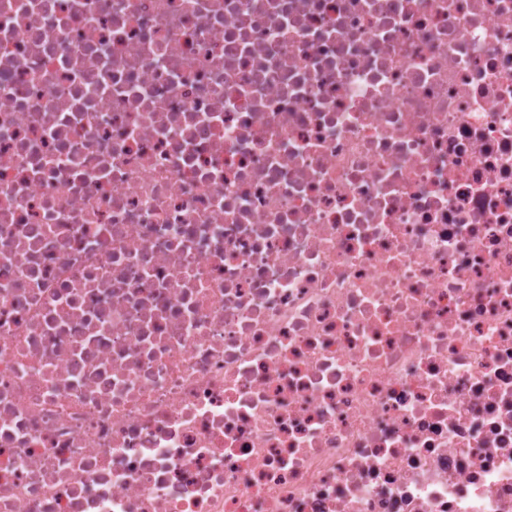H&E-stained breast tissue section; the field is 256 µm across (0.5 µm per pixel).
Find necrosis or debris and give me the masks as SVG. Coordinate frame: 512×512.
<instances>
[{
  "label": "necrosis or debris",
  "mask_w": 512,
  "mask_h": 512,
  "mask_svg": "<svg viewBox=\"0 0 512 512\" xmlns=\"http://www.w3.org/2000/svg\"><path fill=\"white\" fill-rule=\"evenodd\" d=\"M0 512H512V0H0Z\"/></svg>",
  "instance_id": "necrosis-or-debris-1"
}]
</instances>
